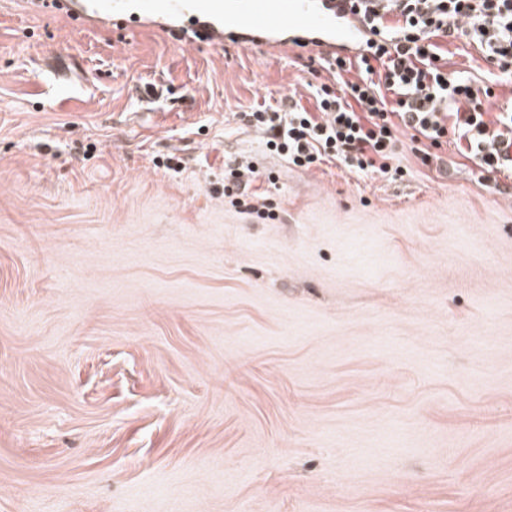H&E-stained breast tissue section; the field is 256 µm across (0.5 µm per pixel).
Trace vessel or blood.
<instances>
[{"mask_svg": "<svg viewBox=\"0 0 512 512\" xmlns=\"http://www.w3.org/2000/svg\"><path fill=\"white\" fill-rule=\"evenodd\" d=\"M81 24L119 25L129 11L178 46L233 40L275 53L304 45L325 59L361 53L372 34L350 0H53Z\"/></svg>", "mask_w": 512, "mask_h": 512, "instance_id": "vessel-or-blood-1", "label": "vessel or blood"}]
</instances>
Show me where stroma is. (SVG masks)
Listing matches in <instances>:
<instances>
[{
    "instance_id": "stroma-1",
    "label": "stroma",
    "mask_w": 512,
    "mask_h": 512,
    "mask_svg": "<svg viewBox=\"0 0 512 512\" xmlns=\"http://www.w3.org/2000/svg\"><path fill=\"white\" fill-rule=\"evenodd\" d=\"M331 82L0 0V512H512V196L452 146L302 170L242 119ZM231 180L228 179L226 183V176L224 182L225 196H235L240 205L246 206L251 209L254 206L249 205L255 193L250 191L251 184L265 175L254 165L248 164L242 169H235L230 172Z\"/></svg>"
}]
</instances>
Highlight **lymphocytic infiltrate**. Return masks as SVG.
<instances>
[{"instance_id": "1", "label": "lymphocytic infiltrate", "mask_w": 512, "mask_h": 512, "mask_svg": "<svg viewBox=\"0 0 512 512\" xmlns=\"http://www.w3.org/2000/svg\"><path fill=\"white\" fill-rule=\"evenodd\" d=\"M374 39L353 58L320 59L335 80L322 86L315 111L299 104L247 113L270 150L310 169L324 159L356 174L400 175L394 166L401 136L428 141L425 166L440 165L449 136L467 158L496 175L512 165V113L488 120L483 101L491 87L448 74V43L477 44L500 77L512 75V0H383L364 12ZM357 72V80L346 75Z\"/></svg>"}]
</instances>
